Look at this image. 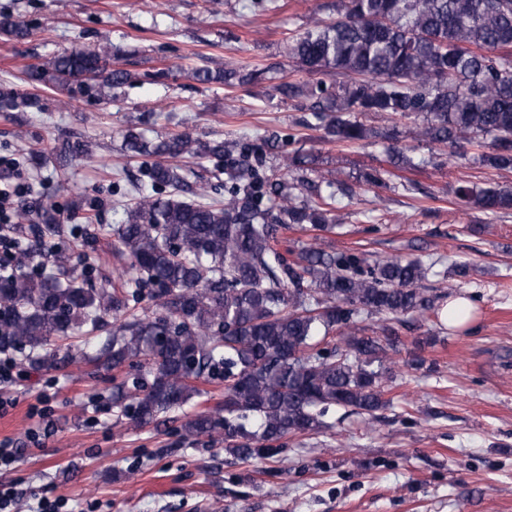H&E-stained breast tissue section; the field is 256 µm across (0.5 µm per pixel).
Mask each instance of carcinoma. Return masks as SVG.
Segmentation results:
<instances>
[{
    "label": "carcinoma",
    "mask_w": 512,
    "mask_h": 512,
    "mask_svg": "<svg viewBox=\"0 0 512 512\" xmlns=\"http://www.w3.org/2000/svg\"><path fill=\"white\" fill-rule=\"evenodd\" d=\"M0 34L29 31L0 15ZM120 52L74 48L54 54L29 77L53 81L72 98L106 97L132 74L112 65ZM288 58L322 76L314 84L283 80L272 87L299 102L295 126L338 144L379 136L370 115L423 118L419 137L456 153L488 137L485 165L512 169V0H344L334 20L296 32ZM342 76L331 86L325 78ZM194 77L233 88L263 80L247 65ZM6 112L43 110L41 100L0 90ZM292 134L242 135L202 141L189 132L149 138L128 129L123 149L143 159L147 185L134 184L121 224L106 231L112 251L130 260L119 281L95 283L74 262L95 251L100 233L70 230L75 250L34 263L46 240L64 234L53 206L38 224H14L12 269L0 273V352H27L30 366L56 368L70 356L46 346L76 331L93 333L112 318L98 353L103 366L133 373L112 390V406L136 428L166 424L167 415L200 394L201 378L224 382V404L181 421L186 437L224 436L241 461L272 459L284 439L330 425L333 407L376 419L393 377L395 324L416 313L436 317L453 290L436 263L336 249L334 179L288 181L307 164L285 151ZM67 140L56 165L82 153ZM278 155L282 164L267 165ZM189 155L224 175V205L199 201L188 173L165 158ZM458 196L492 214L512 211V190L463 186ZM297 224L310 239L295 252L281 235ZM436 279L438 286L429 285Z\"/></svg>",
    "instance_id": "cac0c4a2"
}]
</instances>
